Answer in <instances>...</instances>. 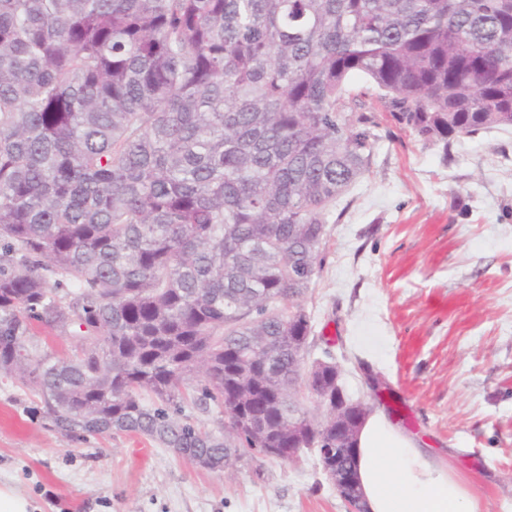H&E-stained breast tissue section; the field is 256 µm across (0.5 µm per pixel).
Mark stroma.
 Instances as JSON below:
<instances>
[{
    "label": "stroma",
    "instance_id": "stroma-1",
    "mask_svg": "<svg viewBox=\"0 0 512 512\" xmlns=\"http://www.w3.org/2000/svg\"><path fill=\"white\" fill-rule=\"evenodd\" d=\"M375 134L301 299L313 354L330 349L352 401L447 454L484 512H512V129L460 136L447 159L390 118ZM38 402L0 380V482L38 512H347L315 451L202 470L137 435L70 440Z\"/></svg>",
    "mask_w": 512,
    "mask_h": 512
}]
</instances>
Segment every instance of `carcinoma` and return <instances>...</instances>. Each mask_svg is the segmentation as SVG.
<instances>
[{"instance_id": "cac0c4a2", "label": "carcinoma", "mask_w": 512, "mask_h": 512, "mask_svg": "<svg viewBox=\"0 0 512 512\" xmlns=\"http://www.w3.org/2000/svg\"><path fill=\"white\" fill-rule=\"evenodd\" d=\"M371 90L445 158L512 128V0H0V379L77 440L323 459L298 300ZM35 322L75 354L32 358Z\"/></svg>"}]
</instances>
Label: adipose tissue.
<instances>
[{
  "instance_id": "1",
  "label": "adipose tissue",
  "mask_w": 512,
  "mask_h": 512,
  "mask_svg": "<svg viewBox=\"0 0 512 512\" xmlns=\"http://www.w3.org/2000/svg\"><path fill=\"white\" fill-rule=\"evenodd\" d=\"M356 448L367 512H483L448 459L423 447L384 412L367 416Z\"/></svg>"
}]
</instances>
